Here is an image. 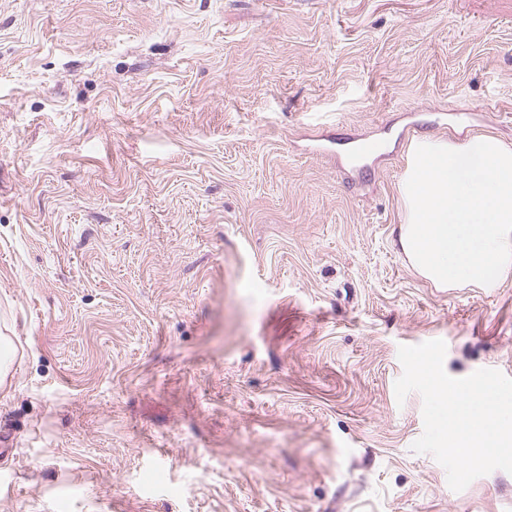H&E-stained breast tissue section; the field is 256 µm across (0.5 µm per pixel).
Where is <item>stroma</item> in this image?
Returning a JSON list of instances; mask_svg holds the SVG:
<instances>
[{"label":"stroma","instance_id":"stroma-1","mask_svg":"<svg viewBox=\"0 0 512 512\" xmlns=\"http://www.w3.org/2000/svg\"><path fill=\"white\" fill-rule=\"evenodd\" d=\"M410 125L512 146V0H0V512H512L396 400L512 373V274L400 249Z\"/></svg>","mask_w":512,"mask_h":512}]
</instances>
